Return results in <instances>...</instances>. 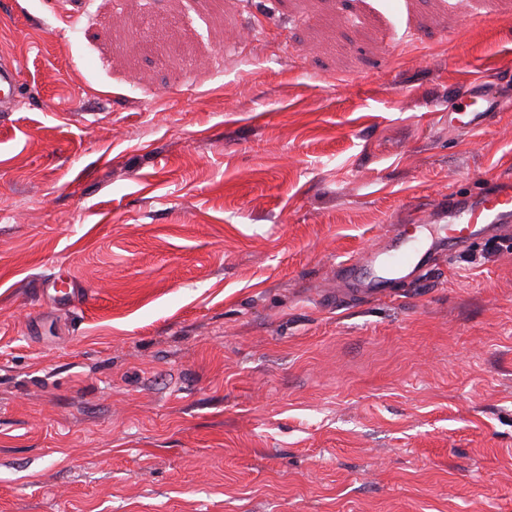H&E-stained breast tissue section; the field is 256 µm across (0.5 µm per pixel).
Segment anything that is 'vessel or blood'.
<instances>
[{
	"label": "vessel or blood",
	"instance_id": "obj_1",
	"mask_svg": "<svg viewBox=\"0 0 512 512\" xmlns=\"http://www.w3.org/2000/svg\"><path fill=\"white\" fill-rule=\"evenodd\" d=\"M18 67L13 62H0V111L8 110L18 95ZM448 121L465 132L487 124L496 112V99L486 89H471L448 101ZM441 249L458 252L483 236L505 235L512 231V185L503 184L474 195L448 199V222L442 225ZM432 260L419 239L396 230L385 259L367 254L349 262L348 270L363 264L373 269L371 280L362 289L369 295H385L389 275L401 273L411 279Z\"/></svg>",
	"mask_w": 512,
	"mask_h": 512
}]
</instances>
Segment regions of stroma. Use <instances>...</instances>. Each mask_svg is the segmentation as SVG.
Returning a JSON list of instances; mask_svg holds the SVG:
<instances>
[{"label": "stroma", "instance_id": "1", "mask_svg": "<svg viewBox=\"0 0 512 512\" xmlns=\"http://www.w3.org/2000/svg\"><path fill=\"white\" fill-rule=\"evenodd\" d=\"M512 0H0V512H512ZM55 276L70 306L41 294ZM18 67L12 61L0 62V111L8 110L18 95ZM496 98L488 89H470L448 101V122L465 132L487 124L493 112H499ZM512 185L448 197V225L440 226L445 236L438 237L440 249L456 253L483 236L509 235L512 227ZM432 246L427 249H422V242L417 238H410L406 235L405 231L400 228L395 230L392 237L388 257L378 260V254H367L352 262L345 263L343 266L352 272L360 265L370 267L373 274L371 280L367 283L359 282L363 292L368 295H385L387 293L388 278L383 275H378L376 269H381L385 274H404L403 278L413 279L417 274L433 259L430 251Z\"/></svg>", "mask_w": 512, "mask_h": 512}]
</instances>
